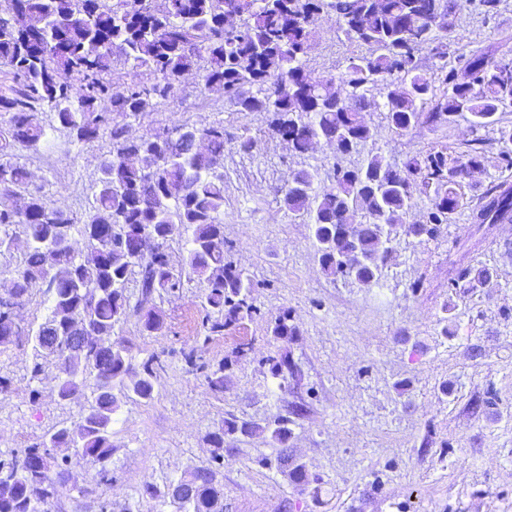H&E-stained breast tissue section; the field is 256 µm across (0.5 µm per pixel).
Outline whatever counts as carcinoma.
Returning a JSON list of instances; mask_svg holds the SVG:
<instances>
[{
    "instance_id": "1",
    "label": "carcinoma",
    "mask_w": 512,
    "mask_h": 512,
    "mask_svg": "<svg viewBox=\"0 0 512 512\" xmlns=\"http://www.w3.org/2000/svg\"><path fill=\"white\" fill-rule=\"evenodd\" d=\"M461 0H6L0 8V63L17 81L11 95L0 94V119L9 124L13 144L35 147L52 131L69 130L79 142H90L101 128L110 129L112 152L97 178L93 211L87 223L28 188L27 173L0 145V258L16 260L15 304L29 286L40 282L51 301L35 327L21 328L15 314L0 302V347L27 337L32 351L31 379L55 362L57 394L73 399L93 381L94 401L79 421L63 425L20 454L0 458V512H48V505L67 485L66 469L55 448H74L91 464L112 457V415L118 396L153 398L162 369L152 355L133 372L128 348L112 340L114 329L131 313L142 314L148 333L162 328V317L146 305L156 291L183 287L166 243L188 235L183 267L207 282L204 303L211 309L203 327L210 335L250 319L253 281L224 257V126L195 130L196 139L169 133L129 139L112 125V115L136 116L155 98L168 97L174 84L205 62L203 90L221 93L240 112H270L272 123L298 153L318 139L334 143L344 155L372 137L362 112L367 92L379 90L385 119L395 132L416 124L449 122L471 115V133L497 122L512 99V62L496 59L490 47L472 52L456 71H424L416 52L432 47L441 58L445 34ZM234 12L242 25L229 29L224 17ZM333 13L345 36L372 48L352 58L345 72L329 77L335 94L306 73V55L314 25L322 13ZM154 76L149 85L131 83L113 93L105 75L115 58ZM446 91L435 92L436 85ZM53 114L48 124L39 114ZM499 158L512 169V130H500ZM467 150L448 162L440 151L417 154L396 169L373 154L354 169L338 170L336 184L315 191V174L301 170L283 197L290 212L309 214L312 238L328 276L378 283L393 258L400 232L432 237L459 207L457 187L482 167L489 143L466 141ZM431 194L425 222L402 224L414 192ZM472 223L490 233L512 221V185L490 186L472 210ZM87 242L76 254L67 248L75 231ZM154 239L155 249L139 254V241ZM141 276V298L130 304L125 284ZM497 270L459 265L448 278L455 296L493 284ZM288 311L271 320L273 336L296 335ZM82 331L93 344L80 352L71 336ZM273 377L293 370L288 353L267 359ZM290 420L264 427L285 446ZM256 426L225 420L208 439L210 462H224V436L248 434ZM181 481L195 487L191 500H170L175 512H224V489L213 484L208 467L200 466Z\"/></svg>"
}]
</instances>
